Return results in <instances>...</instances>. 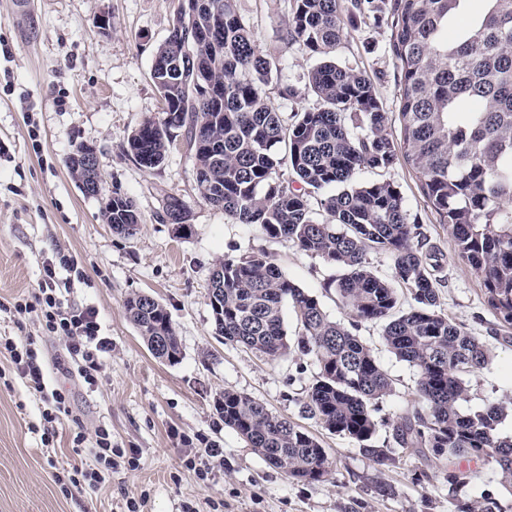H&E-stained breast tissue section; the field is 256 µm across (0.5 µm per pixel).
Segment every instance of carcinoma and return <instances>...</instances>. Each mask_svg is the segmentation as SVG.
<instances>
[{
    "label": "carcinoma",
    "instance_id": "1",
    "mask_svg": "<svg viewBox=\"0 0 512 512\" xmlns=\"http://www.w3.org/2000/svg\"><path fill=\"white\" fill-rule=\"evenodd\" d=\"M234 2L187 0L152 63L163 112L132 132L129 151L151 170L185 134L202 199L235 223L256 224L267 237L339 268L336 294L354 321L347 327L330 319L265 252H247L215 265L217 335L275 360L289 350L283 307L291 304L301 328L297 348L316 366L302 413L384 464L394 452L373 440L378 403L392 381L356 334L360 323L380 325L389 351L419 375L418 406L393 425L399 447L429 448L450 462L493 463L503 487L512 489V437L500 433L512 398L463 409L465 377L483 368L489 349L439 308L441 253L425 246L392 183L355 182L363 169H414L458 256L482 278L487 305L512 325V0H481L483 10L456 40L448 39V22L469 0H354L352 25L385 23L391 30L402 87L398 141L372 81L328 59L341 34L337 0H293L285 40L322 61L308 75L320 106L290 125L261 93L274 62ZM282 165L292 179L277 175ZM332 188L320 199V220L309 197ZM182 209L177 198L168 202L169 217L186 236L191 225ZM101 213L117 235L137 230L133 201L117 191ZM371 249L390 256L391 278L370 269ZM397 284L410 291L406 308ZM125 309L147 347L166 336L181 354L163 304L137 294ZM214 407L224 426L288 477L314 482L327 474L318 438L256 398L226 389Z\"/></svg>",
    "mask_w": 512,
    "mask_h": 512
}]
</instances>
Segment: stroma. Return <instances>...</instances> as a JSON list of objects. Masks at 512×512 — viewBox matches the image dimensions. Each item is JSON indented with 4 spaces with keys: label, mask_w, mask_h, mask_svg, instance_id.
Masks as SVG:
<instances>
[{
    "label": "stroma",
    "mask_w": 512,
    "mask_h": 512,
    "mask_svg": "<svg viewBox=\"0 0 512 512\" xmlns=\"http://www.w3.org/2000/svg\"><path fill=\"white\" fill-rule=\"evenodd\" d=\"M338 3L346 25L332 57L373 82L392 132H399L390 30L349 26L352 0ZM181 4L31 0L20 12L14 0H0V336L32 337L49 383L64 392L69 410L62 428L46 438L38 395L0 354V512H127L131 500L140 512H456L446 458L400 449L393 463L380 465L302 414L311 356L294 349L269 360L216 335L206 299L211 272L219 259L251 249L266 252L318 297L331 319L345 323L349 316L336 297L334 265L268 238L258 225L233 223L203 201L184 140L152 170L130 154L132 131L162 110L151 65ZM236 8L260 50L277 63L262 92L293 122L295 113L318 101L307 89L315 57L283 40L291 0H236ZM103 13L112 18L106 32L96 27ZM289 86L295 96H284ZM81 142L97 147L107 189L135 203L141 224L134 236L113 234L99 201L86 197L70 175L65 160ZM381 178L398 188L411 222L444 256L441 309L491 351L484 368L467 378L468 408L512 395V327L488 308L481 278L458 257L414 170L401 164L356 176L361 183ZM170 195L185 204L191 235L177 236L168 223ZM60 254L77 262L59 273L69 307L94 309L101 336L112 342L91 388L78 380L62 337L45 335L33 318L16 322L6 311L37 292L43 262ZM138 293L153 295L170 313L182 350L178 363L156 359L129 320L124 304ZM358 334L393 381L379 402L382 425L374 438L375 445L390 447L393 422L417 405V374L387 350L379 325L361 324ZM227 389L253 396L315 434L329 455L327 475L297 482L269 465L216 413L214 400ZM100 427L112 436L111 483L64 486L68 466L98 465L89 452H73L74 432L90 436ZM214 446L220 455L207 458ZM456 465L472 475L463 500L480 506L487 490L502 512H512V495L493 464L461 458Z\"/></svg>",
    "instance_id": "stroma-1"
}]
</instances>
